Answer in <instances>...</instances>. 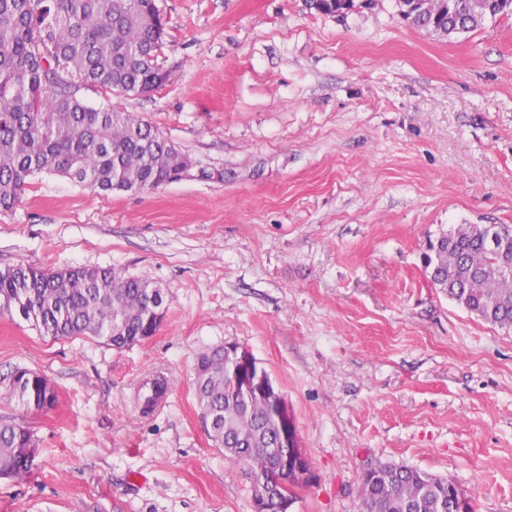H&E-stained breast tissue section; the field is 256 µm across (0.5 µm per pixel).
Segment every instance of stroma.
<instances>
[{
  "label": "stroma",
  "mask_w": 512,
  "mask_h": 512,
  "mask_svg": "<svg viewBox=\"0 0 512 512\" xmlns=\"http://www.w3.org/2000/svg\"><path fill=\"white\" fill-rule=\"evenodd\" d=\"M155 3L164 85L80 95L151 124L188 176L112 193L32 176L0 209V267L112 268L161 286L165 317L117 350L0 316V418L35 440L29 470L0 478V512H252L194 393L197 355L224 344L294 418L310 463L294 512H358L377 460L453 481L471 512H512V331L423 263L453 225H512V15L442 38L395 0L341 17L311 0ZM18 368L49 380L53 408L18 406Z\"/></svg>",
  "instance_id": "obj_1"
}]
</instances>
